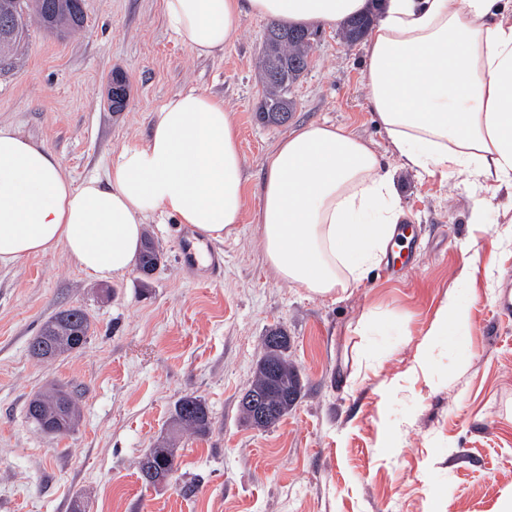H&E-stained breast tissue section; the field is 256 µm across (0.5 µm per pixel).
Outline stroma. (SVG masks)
<instances>
[{
	"instance_id": "35a3bbf8",
	"label": "stroma",
	"mask_w": 512,
	"mask_h": 512,
	"mask_svg": "<svg viewBox=\"0 0 512 512\" xmlns=\"http://www.w3.org/2000/svg\"><path fill=\"white\" fill-rule=\"evenodd\" d=\"M84 10V27L63 39L28 21L0 67V124L43 142L78 186L143 141L170 96L208 91L237 127L245 207L237 233L216 244V281L182 266L181 227L160 216L145 226L160 266L148 279L135 269L113 277L106 299L61 249L0 266V512H71L79 496L87 512H512V318L496 313L512 279V198L499 192L476 224L478 194L464 178L399 169L415 231L408 265L309 297L265 263L256 224L264 160L291 132L328 121L395 162L367 107L364 42L322 26L293 89V120L266 127L254 114L267 20L243 16L223 55L199 58L171 34L162 0H85ZM118 72L129 103L115 111ZM451 292L468 319L420 356ZM70 307L89 316L86 345L52 362L32 357L42 324ZM275 326L288 332L304 387L263 431L242 423L239 400ZM51 382L78 391L83 411L56 438L26 417ZM186 394L206 401L214 427L181 438L169 486H144L139 460Z\"/></svg>"
}]
</instances>
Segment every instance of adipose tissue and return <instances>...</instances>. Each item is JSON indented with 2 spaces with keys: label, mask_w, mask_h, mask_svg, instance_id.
<instances>
[{
  "label": "adipose tissue",
  "mask_w": 512,
  "mask_h": 512,
  "mask_svg": "<svg viewBox=\"0 0 512 512\" xmlns=\"http://www.w3.org/2000/svg\"><path fill=\"white\" fill-rule=\"evenodd\" d=\"M368 0H163L177 40L214 57L250 14L333 26ZM367 106L398 159L354 131L312 123L266 156L257 213L275 277L325 297L380 264L403 215L397 168L467 177L481 198L512 195V0H381L364 59ZM245 171L234 120L216 96L172 95L148 137L105 179L74 186L43 143L0 125V265L65 250L99 280L130 271L155 214L220 241L236 234Z\"/></svg>",
  "instance_id": "adipose-tissue-1"
}]
</instances>
